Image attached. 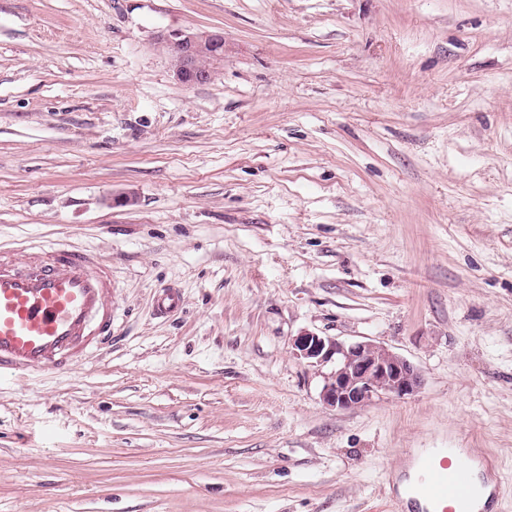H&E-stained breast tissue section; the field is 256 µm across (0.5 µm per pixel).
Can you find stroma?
Returning a JSON list of instances; mask_svg holds the SVG:
<instances>
[{
	"label": "stroma",
	"instance_id": "35a3bbf8",
	"mask_svg": "<svg viewBox=\"0 0 512 512\" xmlns=\"http://www.w3.org/2000/svg\"><path fill=\"white\" fill-rule=\"evenodd\" d=\"M165 28L223 31L208 83ZM30 242L111 261L115 336L0 382V512H386L448 447L512 512V0H0V244ZM305 333L423 384L327 407ZM181 306L180 293L176 288H164L154 300V311L159 317L177 311Z\"/></svg>",
	"mask_w": 512,
	"mask_h": 512
}]
</instances>
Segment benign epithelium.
<instances>
[{"label": "benign epithelium", "mask_w": 512, "mask_h": 512, "mask_svg": "<svg viewBox=\"0 0 512 512\" xmlns=\"http://www.w3.org/2000/svg\"><path fill=\"white\" fill-rule=\"evenodd\" d=\"M156 44L171 59L176 79L194 86L211 79L224 62V32L198 34L182 29L161 30ZM294 354L319 365L333 364L324 375L322 402L336 409L361 408L380 394L403 398L419 390L422 376L407 359L370 342L346 345L333 338L306 333L293 342Z\"/></svg>", "instance_id": "7a95c632"}]
</instances>
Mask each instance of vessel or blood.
Wrapping results in <instances>:
<instances>
[{"mask_svg":"<svg viewBox=\"0 0 512 512\" xmlns=\"http://www.w3.org/2000/svg\"><path fill=\"white\" fill-rule=\"evenodd\" d=\"M112 266L69 245L0 246V380L35 379L70 370L112 342ZM181 306L165 288L154 300L164 317ZM403 495L392 512H494L500 476L469 448H427L408 459Z\"/></svg>","mask_w":512,"mask_h":512,"instance_id":"1","label":"vessel or blood"}]
</instances>
